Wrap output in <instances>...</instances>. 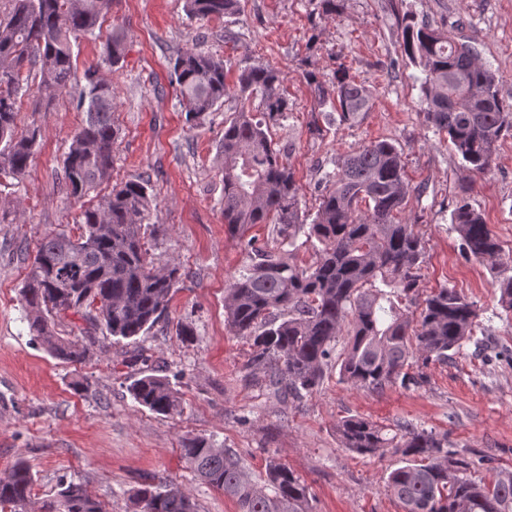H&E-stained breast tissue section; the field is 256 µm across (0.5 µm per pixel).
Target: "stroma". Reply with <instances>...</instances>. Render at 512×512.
Wrapping results in <instances>:
<instances>
[{"label":"stroma","instance_id":"stroma-1","mask_svg":"<svg viewBox=\"0 0 512 512\" xmlns=\"http://www.w3.org/2000/svg\"><path fill=\"white\" fill-rule=\"evenodd\" d=\"M409 16L470 41L512 104V0H339L333 15L321 0H240L237 15L204 24L187 15L184 0H114L100 38L75 46L68 92L50 111H32L26 102L17 115L18 130L34 124L40 137L20 185L0 186L7 215L0 224V476L26 461L34 498H52L73 480L104 512H136L138 489L169 480L197 512H237L233 499L182 459V439L196 436L236 449L256 480L268 458L287 465L309 486L312 512H403L384 489L401 456L344 448L336 424L351 416L447 435L450 451L472 463L478 480L512 469V315L499 306L488 267L464 258L451 225L459 187L469 184V203L497 236L501 262L512 266V136L498 143L488 172L467 174L446 136L424 121V73L402 51ZM116 24L128 53L123 68L107 74L121 130L112 181H150L158 209L147 246L183 276L167 317L147 335L134 343L97 335L83 362L68 363L33 342L19 291L39 238L72 226L81 209L66 193L62 161L81 120L75 97L83 73L100 63L102 38ZM192 46L279 71L288 112L270 131L278 146L291 149L308 213H315L318 183L335 171L338 157L379 139L401 149L411 186L425 188L401 215L424 246L419 294L448 284L479 309L474 337L447 363L412 368L415 383L380 393L341 382L331 370L316 394L286 401L249 368L248 343L225 325L224 290L249 263L248 237L272 247L277 235L270 224L252 227L245 238L224 226V184L214 169L224 113L190 128L168 79L171 59ZM341 68L373 96L371 111L354 125L318 115L307 79L312 72L327 83ZM182 323L194 330L190 340L176 334ZM155 368L178 391L181 414L153 413L128 392Z\"/></svg>","mask_w":512,"mask_h":512}]
</instances>
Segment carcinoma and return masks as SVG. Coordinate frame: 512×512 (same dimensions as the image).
<instances>
[{
    "label": "carcinoma",
    "instance_id": "1",
    "mask_svg": "<svg viewBox=\"0 0 512 512\" xmlns=\"http://www.w3.org/2000/svg\"><path fill=\"white\" fill-rule=\"evenodd\" d=\"M10 2L0 17V184L24 176L38 145L37 126L24 133L16 126L33 65H39L34 107L39 112L69 88L77 40L95 36L112 8V0ZM238 9L239 0H185L187 14L199 21L232 17ZM403 52L423 67L425 122L448 137L466 170L486 173L497 143L512 134V104L500 97L495 71L469 44L425 22L405 27ZM126 55V35L116 25L103 62L115 72ZM229 70L224 59L190 47L170 62L169 73V84L195 127L226 101L239 102L224 118V137L217 145L228 232L242 235L256 224H275L282 246H295L303 231L319 243L316 261L301 266L281 249L248 240L251 263L225 288L224 312L229 330L250 344V366L265 370L274 392L301 399L316 393L336 365L341 381L380 392L411 383L407 367L413 359L448 362L473 338L479 313L474 302L445 285L417 304V271L425 252L413 225L398 218L412 192L401 150L382 139L338 158L336 172L320 182L318 209L308 225L287 149L275 148L268 134L267 121L288 112L280 73L270 65L247 66L231 86ZM84 79L76 97L82 120L62 172L69 196H95L80 210L78 233L44 235L20 290L33 340L70 363L83 361L87 348L57 335L55 319L74 317V327L88 340L98 330L119 341L132 339L167 312L182 279L179 267L155 263L144 242L155 203L149 183L134 177L109 193L97 192L112 177L120 129L110 81L96 65L85 70ZM307 79L315 84L318 106L330 105L341 124L360 121L372 108L369 89L344 68L329 84L312 74ZM451 224L463 255L489 265L500 305L511 312L512 266L498 262L501 245L483 215L462 197ZM129 391L156 414L182 410L178 392L164 376L144 374ZM336 432L344 447L359 454L391 449L402 455L404 465L388 475L385 488L404 512H512V470H498L488 481L473 479L470 465L448 450L446 434L409 423L390 433L359 416L338 421ZM180 454L200 480L233 499L238 512H310L308 485L274 458L260 484L232 448L186 437ZM33 484L31 468L16 462L0 478V508L103 512L75 482L61 484L55 498L37 507ZM136 501L139 512H196L167 481L139 490Z\"/></svg>",
    "mask_w": 512,
    "mask_h": 512
}]
</instances>
